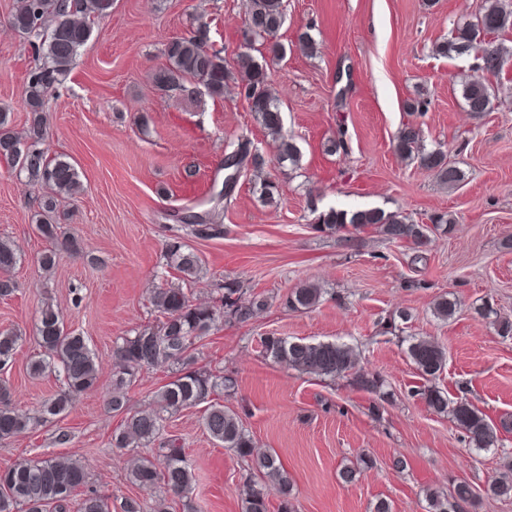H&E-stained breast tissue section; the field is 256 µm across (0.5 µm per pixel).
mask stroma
Here are the masks:
<instances>
[{
  "label": "stroma",
  "instance_id": "obj_1",
  "mask_svg": "<svg viewBox=\"0 0 512 512\" xmlns=\"http://www.w3.org/2000/svg\"><path fill=\"white\" fill-rule=\"evenodd\" d=\"M17 0H0V111L16 131L29 114L24 84L35 63L29 42L8 19ZM476 0H287L277 34L288 50L267 65L285 132L302 153L296 168L280 166L271 137L233 91L211 97L205 88L187 96L157 87L164 49L197 19L210 26V44L227 63L238 53L242 0H113L96 19L87 44L44 114L49 156L76 164L83 191L64 202L61 234L78 250H59L44 270L40 255L51 243L37 229L43 188L20 179L0 159V237L21 252L12 270L18 289L0 298V331L22 342L0 381L20 411L38 415L60 390L55 375L31 377L28 363L39 347L36 327L44 304H53L68 329L86 336L98 365L97 384L72 409L29 433L0 441V470L25 458L49 455L82 460L88 488L106 497L112 512L125 498L147 500L130 483L126 456L112 446L121 418L106 399L112 390L119 337L157 323L149 302L160 279L176 283L163 246L180 231L171 214L206 200L224 181V153L248 135L263 155V178L279 194L263 202L249 175H241L224 210V235L190 239L203 270L188 289L216 298L215 286L240 281L271 300L250 323L224 322L196 341L198 364L231 376L234 389L219 400L241 416L258 450L276 453L288 474L297 512H372L385 499L393 512H425V492L464 479L483 488L512 457V337L500 336L479 307L512 318V63L493 79L491 111L467 112L458 80L471 74L473 56L443 57L435 43L472 19ZM310 31L318 51H301L297 37ZM425 96L424 113L407 101ZM416 122L427 149L444 151L462 170L454 188L440 185L416 162L401 160L396 137ZM343 140L329 153L325 144ZM356 211L381 208L418 224L446 212L454 230L425 246L385 240L372 226L327 234L313 230L310 204ZM325 288L308 312L284 299L300 282ZM453 294L459 310L434 316L436 298ZM411 314L398 320V311ZM396 329L384 332L387 320ZM268 334L292 340L339 342L356 347L362 371L378 375L383 395L358 390L351 379L331 380L287 369L258 347ZM431 336L447 352L436 384L463 398L493 424L508 421L495 449L475 452L445 414L428 408L424 384L407 355L409 339ZM203 407L172 415L169 434L182 439L194 474L191 497L198 512H242L246 467L213 443L202 426ZM70 440L61 445L59 432ZM407 467L396 470L393 455ZM372 459L355 483L339 470L359 456Z\"/></svg>",
  "mask_w": 512,
  "mask_h": 512
}]
</instances>
